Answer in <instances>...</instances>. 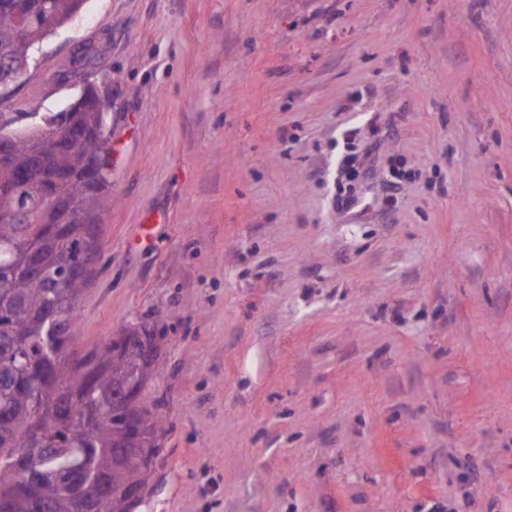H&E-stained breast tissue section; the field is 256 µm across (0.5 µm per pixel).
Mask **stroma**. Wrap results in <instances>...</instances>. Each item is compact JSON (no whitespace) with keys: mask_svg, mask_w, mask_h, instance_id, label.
I'll use <instances>...</instances> for the list:
<instances>
[{"mask_svg":"<svg viewBox=\"0 0 512 512\" xmlns=\"http://www.w3.org/2000/svg\"><path fill=\"white\" fill-rule=\"evenodd\" d=\"M87 81L112 206L77 345L159 336L136 512H512V0H85L0 129Z\"/></svg>","mask_w":512,"mask_h":512,"instance_id":"obj_1","label":"stroma"}]
</instances>
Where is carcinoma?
<instances>
[{"mask_svg":"<svg viewBox=\"0 0 512 512\" xmlns=\"http://www.w3.org/2000/svg\"><path fill=\"white\" fill-rule=\"evenodd\" d=\"M12 0H0V60L18 62L33 54L51 26L67 22L83 0H29L26 36H18ZM97 113L62 111L47 127L21 134H4L11 142L0 162V181L20 173L27 186L16 196L0 195V211L24 210L17 221L0 223V490L17 482L15 467L26 455L37 484L31 497H18L10 512H36L45 502L50 512H80L69 484L81 482L88 493L105 482L110 498L104 512H133L152 489L161 438L162 418L147 407L135 436L145 456L116 462L126 433L112 418V403L127 396L133 370L146 379L156 371L141 332L156 334L153 325L139 321L119 336L88 350L76 348L78 304L87 288L91 268L76 276L74 265L84 254L101 250V213L112 205L111 192L86 193L71 178L61 186L72 223L51 230L49 208L40 203L37 186L49 171L73 174L92 157L111 150V136L89 137L70 149L59 147L56 136L71 123L93 128ZM99 400L102 410L84 424L85 401Z\"/></svg>","mask_w":512,"mask_h":512,"instance_id":"cac0c4a2","label":"carcinoma"}]
</instances>
